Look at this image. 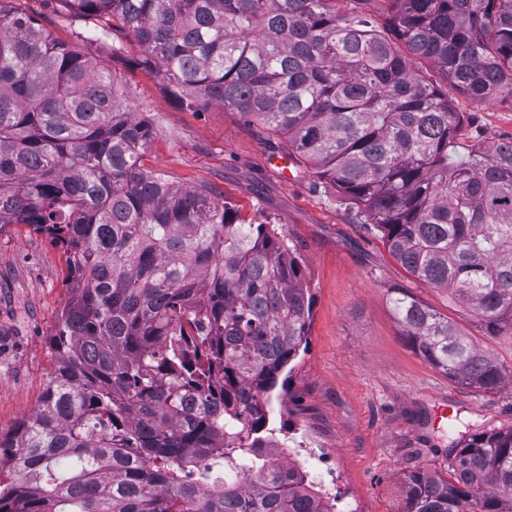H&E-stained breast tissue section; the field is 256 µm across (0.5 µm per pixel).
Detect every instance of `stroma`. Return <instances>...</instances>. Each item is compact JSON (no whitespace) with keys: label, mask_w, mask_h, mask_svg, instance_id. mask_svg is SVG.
<instances>
[{"label":"stroma","mask_w":512,"mask_h":512,"mask_svg":"<svg viewBox=\"0 0 512 512\" xmlns=\"http://www.w3.org/2000/svg\"><path fill=\"white\" fill-rule=\"evenodd\" d=\"M53 37L74 42L75 24L59 0H20ZM122 56L110 61L132 110L155 134L143 162L180 187H206L256 224L282 228L299 258L311 298L307 343L281 372L269 401L270 425L284 448L306 444L334 459L362 512H403L406 452L422 451L432 471L448 467L447 429L434 426L435 405L455 415L456 432L512 426V383L481 393L448 381L401 335L387 290L407 288L448 315L505 367L512 330L488 333L477 318L411 276L315 170L283 148L282 136L216 105L190 109L142 66L140 43L118 34ZM463 115L456 142L466 157L479 141L512 137V101L482 102L449 90ZM64 251L25 224L0 230V433L39 407L55 366L49 338L70 297Z\"/></svg>","instance_id":"35a3bbf8"}]
</instances>
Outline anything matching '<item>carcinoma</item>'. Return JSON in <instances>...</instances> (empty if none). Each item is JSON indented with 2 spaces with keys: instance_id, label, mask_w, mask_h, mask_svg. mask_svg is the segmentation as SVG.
Listing matches in <instances>:
<instances>
[{
  "instance_id": "carcinoma-1",
  "label": "carcinoma",
  "mask_w": 512,
  "mask_h": 512,
  "mask_svg": "<svg viewBox=\"0 0 512 512\" xmlns=\"http://www.w3.org/2000/svg\"><path fill=\"white\" fill-rule=\"evenodd\" d=\"M60 2L106 20L76 32L86 48L0 0V230L48 234L71 287L40 405L0 434V512H330L269 427L309 328L298 258L276 229L145 167L155 130L96 52L118 55L112 32L127 31L187 106L285 137L410 275L496 333L512 329V137L449 160L461 113L416 61L469 98L512 99V0H389L397 45L346 0ZM387 292L449 381L512 382L455 321ZM421 453L407 452L404 512H512V426L454 438L441 474Z\"/></svg>"
}]
</instances>
